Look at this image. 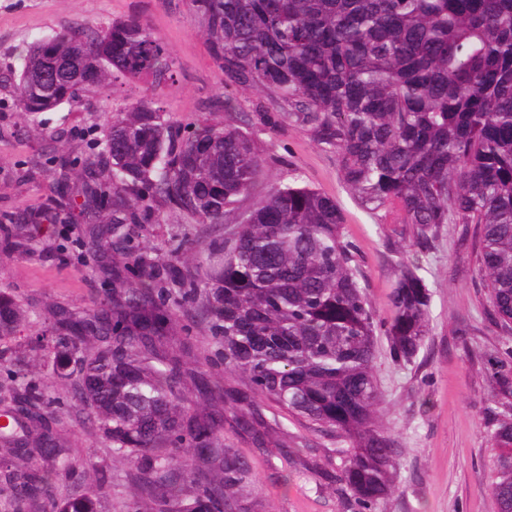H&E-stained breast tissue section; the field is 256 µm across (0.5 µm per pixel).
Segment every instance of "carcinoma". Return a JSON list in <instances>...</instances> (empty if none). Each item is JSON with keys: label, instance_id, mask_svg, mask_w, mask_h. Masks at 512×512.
Wrapping results in <instances>:
<instances>
[{"label": "carcinoma", "instance_id": "cac0c4a2", "mask_svg": "<svg viewBox=\"0 0 512 512\" xmlns=\"http://www.w3.org/2000/svg\"><path fill=\"white\" fill-rule=\"evenodd\" d=\"M224 84L259 86L288 104V118L338 156L344 181L369 211L396 204L414 243L446 224L479 227L478 273L498 323L512 331V0H189ZM174 60L148 23L130 18L69 28L34 42L7 82L20 112L74 105L112 81L145 80L148 94L127 113L105 114L101 151L81 169L77 193L68 160L55 171L52 209L9 219L6 245L24 251L29 225L89 224L85 241L112 292L83 308L48 309L42 339L51 376L77 405L55 399L15 365L11 412L22 435L0 440V498L20 512L70 470L69 449L48 419L90 422L112 454L134 466L150 512H249L242 493L255 478L224 445V426L256 448L271 446L256 400L285 419L343 437L341 465L322 472L347 512H377L396 492L390 432L375 425L380 391L377 330L389 355L410 363L429 336L432 293L421 265L402 262L381 322L365 291L336 200L294 177L248 208L261 160L252 138L202 122L173 131L155 92ZM110 224L97 227L102 210ZM165 209L230 227L196 267L181 262L186 235L155 252L133 244L141 224ZM197 317L222 351L224 385L188 370L178 352L180 312ZM25 311L0 292V342ZM500 392L512 395V348L488 360ZM498 449L490 491L512 512V416L490 433ZM56 512H100L94 491L64 487Z\"/></svg>", "mask_w": 512, "mask_h": 512}]
</instances>
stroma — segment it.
<instances>
[{"label": "stroma", "instance_id": "35a3bbf8", "mask_svg": "<svg viewBox=\"0 0 512 512\" xmlns=\"http://www.w3.org/2000/svg\"><path fill=\"white\" fill-rule=\"evenodd\" d=\"M132 16L145 19L168 47L177 74L157 94L166 117L180 134L192 132L200 119L231 125L252 135L262 160L255 188L264 195L292 177L336 199L344 213L343 233L358 247V263L367 296L378 317L388 315L387 294L399 263L419 261L433 293L430 333L413 363L393 362L386 340H379L376 360L383 403L380 418L401 453L398 496L381 512H497L489 492L494 480L495 448L489 406L512 411L488 369V361L512 347V333L496 323L487 290L478 275V230L473 224L444 225L426 250L413 244L397 208L363 209L345 187L337 156L318 144L306 127L287 121L277 128L260 125L256 103L284 110L268 91L228 88L212 58L205 32L187 0H0V72L21 70L30 44L68 26L94 28ZM145 91L138 80L104 83L85 93L79 104L48 112L22 113L10 87H0V220L49 210L56 194L51 174L59 156L73 170L103 136V113L125 111ZM63 225H37L28 252L19 254L0 242V291L12 293L28 319L9 344L30 364L47 357L33 342L47 308L54 304L85 306L102 298L109 281L80 259V247L64 238ZM187 235L189 257L224 236L219 226L198 223L165 211L157 224L141 227V246L166 249L171 232ZM67 437L79 486H93L92 466L112 468L111 483L97 487L101 512H145L131 480V463L113 460L109 442L90 424H59ZM288 455L266 454L232 430L224 442L249 464L257 484L251 512H344L335 486L321 477L341 463L343 438L313 425L282 421L270 432Z\"/></svg>", "mask_w": 512, "mask_h": 512}]
</instances>
